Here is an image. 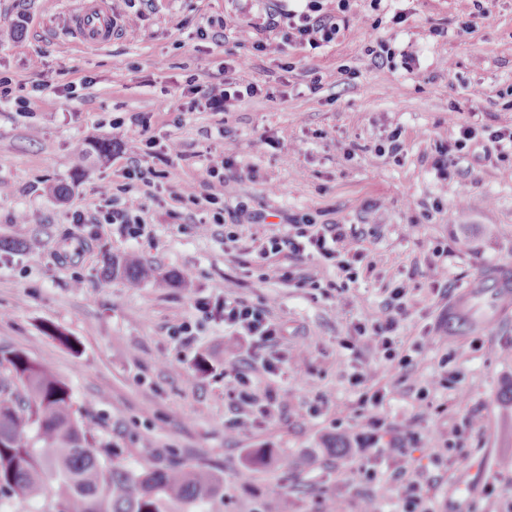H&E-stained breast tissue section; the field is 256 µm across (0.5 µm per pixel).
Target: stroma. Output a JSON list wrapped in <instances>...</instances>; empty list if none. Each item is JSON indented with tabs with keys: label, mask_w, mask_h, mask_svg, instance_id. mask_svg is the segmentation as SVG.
I'll return each mask as SVG.
<instances>
[{
	"label": "stroma",
	"mask_w": 512,
	"mask_h": 512,
	"mask_svg": "<svg viewBox=\"0 0 512 512\" xmlns=\"http://www.w3.org/2000/svg\"><path fill=\"white\" fill-rule=\"evenodd\" d=\"M75 4L0 0V73L27 101L23 109L0 103V349L45 364L123 464L192 460L221 473L220 512H261L273 481L283 490L279 512L356 503L366 487L340 471L335 425L358 407L353 368L385 384L384 409L398 418L414 413L417 389L449 357L456 389L433 394L420 423L430 447L454 446L431 470L436 508L487 512L485 485L512 475L503 466L512 458V401L502 396L512 386V308L486 335L475 326L486 299L453 317L448 302L477 274L512 267V168L489 157L485 140L461 153L446 145L463 125H512V0H349L336 40L316 49L267 27L268 0H141L140 20L110 45L88 47L67 24ZM212 25L223 26L221 43L198 37ZM260 41L278 52L257 51ZM382 45L391 59L375 58ZM226 76L259 91L221 114L187 111L192 91ZM137 115L148 127L133 124ZM395 129L396 157L387 142ZM152 137L175 140L183 158L161 188L140 189L148 236L72 223L73 211L121 197L127 157ZM96 140L122 149L76 166L77 151ZM219 153L255 172L225 182L226 207L242 201L283 223L308 214L353 225L373 270L353 283L308 260L300 271L318 286L296 288L260 257L262 226L235 227L231 248L223 226L194 233L193 206L172 223L173 192L205 181L206 159ZM444 245L448 280L436 284L426 271ZM127 257L153 267L156 280L133 288L107 274ZM228 278L288 331L277 377L197 309ZM399 284L409 290V314L398 338L425 341L406 373L371 349L342 346L353 324L384 316ZM182 320L196 326L188 346L170 334ZM232 368L248 371L257 396L274 390L280 408L260 428L230 435L224 425L240 415L224 388Z\"/></svg>",
	"instance_id": "stroma-1"
}]
</instances>
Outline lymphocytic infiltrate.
<instances>
[{"label":"lymphocytic infiltrate","instance_id":"1","mask_svg":"<svg viewBox=\"0 0 512 512\" xmlns=\"http://www.w3.org/2000/svg\"><path fill=\"white\" fill-rule=\"evenodd\" d=\"M339 31L336 19L322 14L319 0H305L302 10L288 15V39L294 43L317 48L334 41ZM181 157L176 141L170 139L163 143L148 139L144 159H130L123 169V199L112 200L91 215L74 211L72 223L113 224L129 238L143 237L147 229L146 211L136 187L154 186L161 176V167L173 166ZM206 173L208 178L202 185L191 182L181 185L174 196L177 206L168 212L171 219L180 220L178 205L191 204L202 211L201 218L193 225L198 234L208 233L211 225L227 221L235 226L265 224L261 254L271 260L281 280L296 282L301 288L318 285L317 280L300 275L298 270L300 262L312 257L332 263L349 281L357 280L361 269L371 267L369 254L360 245V235L346 225L318 224L311 216L304 215L284 226L266 223L263 214L243 203L225 209L224 197L215 193L214 185L227 177H242L243 171L232 156H210ZM407 294L405 286L393 288L385 317L353 324L352 334L345 341L346 348L373 349L397 371L412 367V354L423 351V343H416L409 353L400 348L396 336L401 320L408 315ZM197 308L204 318L223 322L230 333L246 340L251 357L261 362L267 374L276 375L282 359L284 329L267 309L242 300L230 280L225 281L220 295L199 302ZM350 381L359 391V409L354 417L346 463L362 483L378 489L377 495H367L358 501V512H380L379 499L383 496L392 500L396 512H435V497L431 493L434 480L427 465L417 456L423 441L418 423L432 406L431 392L454 387L455 376L447 362H440L438 371L418 390L417 413L398 420L389 419L383 411L384 387L369 382L366 374L358 370L351 374Z\"/></svg>","mask_w":512,"mask_h":512}]
</instances>
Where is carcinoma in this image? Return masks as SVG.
I'll use <instances>...</instances> for the list:
<instances>
[{
    "mask_svg": "<svg viewBox=\"0 0 512 512\" xmlns=\"http://www.w3.org/2000/svg\"><path fill=\"white\" fill-rule=\"evenodd\" d=\"M112 272L137 286L152 269ZM0 493L43 501L40 512H204L224 502V476L199 464L128 468L75 417L66 387L19 350H0Z\"/></svg>",
    "mask_w": 512,
    "mask_h": 512,
    "instance_id": "carcinoma-1",
    "label": "carcinoma"
}]
</instances>
